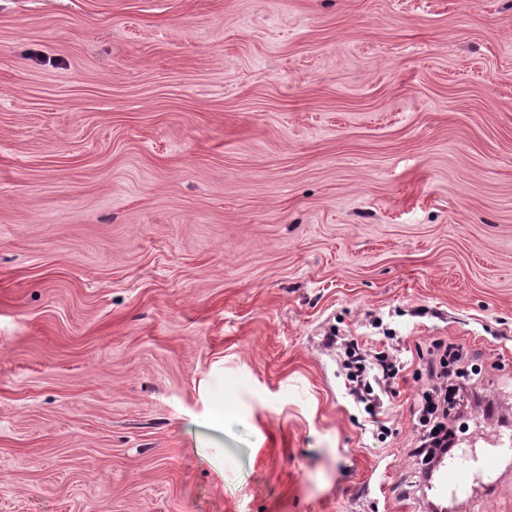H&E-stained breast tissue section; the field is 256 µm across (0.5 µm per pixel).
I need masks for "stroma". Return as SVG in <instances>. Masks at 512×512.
I'll use <instances>...</instances> for the list:
<instances>
[{"label": "stroma", "mask_w": 512, "mask_h": 512, "mask_svg": "<svg viewBox=\"0 0 512 512\" xmlns=\"http://www.w3.org/2000/svg\"><path fill=\"white\" fill-rule=\"evenodd\" d=\"M401 352L374 422L327 336ZM512 433V0H0V512H429L417 371ZM512 512V468L459 496Z\"/></svg>", "instance_id": "1"}]
</instances>
